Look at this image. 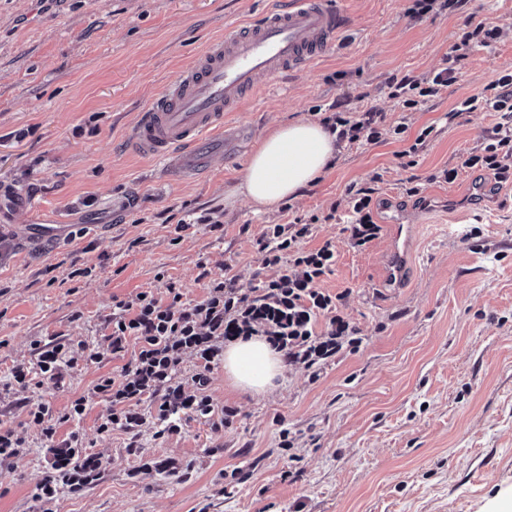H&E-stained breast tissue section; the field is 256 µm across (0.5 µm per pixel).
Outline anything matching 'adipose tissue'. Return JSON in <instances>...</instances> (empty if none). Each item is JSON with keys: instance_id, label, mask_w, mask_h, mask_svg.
Returning <instances> with one entry per match:
<instances>
[{"instance_id": "adipose-tissue-1", "label": "adipose tissue", "mask_w": 512, "mask_h": 512, "mask_svg": "<svg viewBox=\"0 0 512 512\" xmlns=\"http://www.w3.org/2000/svg\"><path fill=\"white\" fill-rule=\"evenodd\" d=\"M339 152L335 133L322 123L297 120L282 125L249 158L236 192L255 208L276 207L313 185ZM282 370L280 352L264 337L240 339L224 349L225 380L240 391L269 393Z\"/></svg>"}]
</instances>
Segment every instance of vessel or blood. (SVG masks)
I'll list each match as a JSON object with an SVG mask.
<instances>
[{
	"label": "vessel or blood",
	"instance_id": "obj_1",
	"mask_svg": "<svg viewBox=\"0 0 512 512\" xmlns=\"http://www.w3.org/2000/svg\"><path fill=\"white\" fill-rule=\"evenodd\" d=\"M345 18L332 0H278L241 27L225 29L138 117L132 145L140 155L187 157L206 166V135L224 128V115L267 80L306 67L333 44ZM385 275L399 279L406 268L413 227L391 219Z\"/></svg>",
	"mask_w": 512,
	"mask_h": 512
}]
</instances>
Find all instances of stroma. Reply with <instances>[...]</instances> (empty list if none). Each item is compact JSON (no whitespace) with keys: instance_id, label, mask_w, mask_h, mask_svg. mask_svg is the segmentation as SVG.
I'll use <instances>...</instances> for the list:
<instances>
[{"instance_id":"35a3bbf8","label":"stroma","mask_w":512,"mask_h":512,"mask_svg":"<svg viewBox=\"0 0 512 512\" xmlns=\"http://www.w3.org/2000/svg\"><path fill=\"white\" fill-rule=\"evenodd\" d=\"M274 0H0V423L22 445L0 464V512H500L512 501V185L465 168L500 113L456 105L512 71V0H467L414 18L413 0H337L348 22L326 54L271 79L224 119V151L179 180L165 161L133 154L139 112L226 26ZM499 29L490 47L454 63L447 90L407 109L391 77L423 79L442 67L467 22ZM373 110L403 139L344 143L330 169L288 205L256 210L232 191L262 139L333 107ZM434 126L413 157L407 143ZM459 170L445 182L443 169ZM420 188L404 193L408 180ZM376 185L373 219L400 209L414 234L403 287L381 282L387 231L355 246L351 186ZM313 224L308 249L332 243L336 263L319 283L343 294L358 352L309 370L288 365L274 393L231 390L215 368L208 393L236 415L221 430L191 419L160 435L151 398L138 442L97 426L109 406L93 397L131 352L109 354L113 303L175 284L194 303L230 274L243 291L273 277L256 241L271 224ZM220 230H211V223ZM82 276H75V269ZM58 337L99 361L79 360L64 387L5 391L13 367L35 363L37 342ZM90 401L79 430L102 462L79 494L36 501L50 453L20 398ZM294 446L280 447L282 430ZM157 462L135 478L140 457ZM241 470L244 480L229 479Z\"/></svg>"}]
</instances>
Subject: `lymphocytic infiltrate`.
<instances>
[{
    "instance_id": "1",
    "label": "lymphocytic infiltrate",
    "mask_w": 512,
    "mask_h": 512,
    "mask_svg": "<svg viewBox=\"0 0 512 512\" xmlns=\"http://www.w3.org/2000/svg\"><path fill=\"white\" fill-rule=\"evenodd\" d=\"M454 80L453 70L443 67L425 80L412 77L391 78V98L403 107L413 108L419 99L437 95ZM496 92L471 96L459 105L460 111L490 109L502 113L489 143L470 153L464 164L469 168L492 172L498 184L512 183V73L495 82ZM381 117L373 111L362 112L350 119L336 112L324 117L327 128L337 131L339 138L356 142L367 139L378 142L383 132ZM373 188H358L350 197L354 220L349 227L355 246L374 240L380 227L372 215ZM308 224H272L257 240L264 267L278 269L279 274L252 293H243L233 276L212 281L204 299L183 303L175 285H168L167 298L145 291L135 298L118 301L105 317L109 329L108 349L124 352L129 343L138 351L121 377H100L93 387L110 405L109 413L97 427L108 435L119 430L130 438L129 448H138L137 438L144 423L138 407L143 397H151L154 415L167 435L182 431L185 420L203 418L213 429H222L234 412L216 410L207 393L213 369L224 362V345L243 336H263L288 363L311 368L335 359L342 351H358L363 343L357 331L338 311L339 296L321 291V279L331 273L336 255L332 244L316 250H305L303 241L310 236ZM327 319L323 334H315L312 321L317 316ZM36 368L22 365L12 370L15 386L28 389L34 376H41L54 386H62L78 363L75 350L57 339L37 344ZM195 353L199 365L192 381L195 393H186L178 378V366L185 351ZM86 397L71 401L64 417H56L49 404L38 402L28 409L30 423L38 426L53 454L52 472L36 487L35 500H53L61 489L78 493L100 477V462L95 455L83 453V438L71 432L58 438L61 419L81 417L86 410Z\"/></svg>"
}]
</instances>
